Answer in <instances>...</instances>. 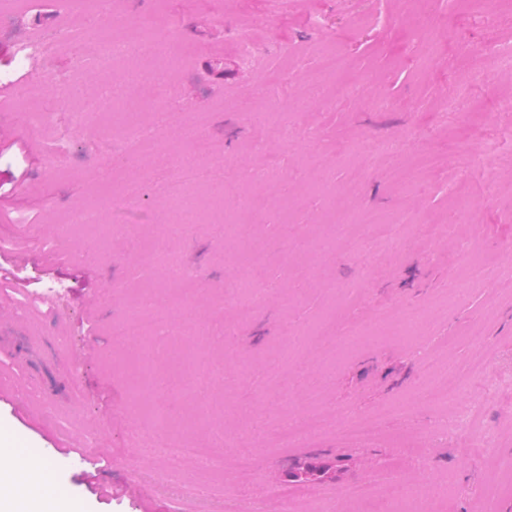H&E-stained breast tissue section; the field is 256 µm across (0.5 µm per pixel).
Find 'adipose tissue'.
<instances>
[{
	"label": "adipose tissue",
	"mask_w": 512,
	"mask_h": 512,
	"mask_svg": "<svg viewBox=\"0 0 512 512\" xmlns=\"http://www.w3.org/2000/svg\"><path fill=\"white\" fill-rule=\"evenodd\" d=\"M17 466L26 471L28 479L20 486L0 485V512H18L15 503L21 499L34 504V512H77L73 507L61 510L59 499L48 491L51 476L40 457L32 453L18 454L1 439L0 473Z\"/></svg>",
	"instance_id": "adipose-tissue-1"
}]
</instances>
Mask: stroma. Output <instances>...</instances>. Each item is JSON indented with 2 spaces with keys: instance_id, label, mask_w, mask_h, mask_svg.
I'll return each instance as SVG.
<instances>
[{
  "instance_id": "stroma-1",
  "label": "stroma",
  "mask_w": 512,
  "mask_h": 512,
  "mask_svg": "<svg viewBox=\"0 0 512 512\" xmlns=\"http://www.w3.org/2000/svg\"><path fill=\"white\" fill-rule=\"evenodd\" d=\"M496 9L491 24L482 0H59L40 10L0 0V185L27 179L0 192V264L26 245L19 217H35L42 251L14 269L12 287L35 295L59 287L43 312L19 311L0 295L17 327L38 338L28 356L56 401L38 419L0 400V430L42 458L56 494L86 512H291L278 490L295 464L318 457L335 475L320 479L310 512H346V486L372 480L381 492L397 477L446 484L432 512H512V263L502 256L512 245V111L499 108L512 96V70L498 64L512 54V0ZM105 11L116 25L160 33L164 52L100 65ZM77 24L79 42L34 61L55 112L53 124L32 129L10 85L17 45ZM242 31L256 45L248 60L236 49ZM328 49L348 60L344 88L308 93L305 79ZM134 70L164 73L165 95L134 86L108 115L73 122L75 101ZM238 99L252 102L256 118L233 109ZM158 104L174 126L195 123L223 140L231 162L221 188L190 192V206L211 217L182 234L168 230L179 213L156 187L152 158L114 165L111 182L101 176L122 156L127 126L147 124ZM270 121L285 136L268 137ZM342 139L385 140L395 151L344 157ZM266 155L277 156L279 173L253 182ZM405 162L419 165L420 179L398 190L385 172ZM362 168V192L347 200ZM130 191L137 201L114 207ZM347 204L386 216L406 210L414 224L389 241L367 240L355 258L335 224ZM86 206L100 224L67 223ZM437 217L447 230L433 238L421 227ZM249 255L262 268L257 305L225 295ZM171 265L181 278L167 276ZM148 291L174 302L167 321L186 332L180 346L193 365L176 386L167 380L170 343L151 342V313L141 314L144 334H113ZM409 309L421 318L413 335L395 319ZM325 317L361 331L353 341H313L304 355L328 430L279 444L281 428L309 410L279 349ZM146 351L159 379L141 388L136 360ZM445 355L469 381L447 404H421L427 361ZM164 403L175 408L171 439L225 457L228 448L211 439L222 423L226 437L243 440L249 467L175 465L146 447L147 410ZM364 420L376 421L374 439L349 442L346 426ZM456 424L484 448L463 450ZM91 433L97 465L83 472L58 447Z\"/></svg>"
}]
</instances>
